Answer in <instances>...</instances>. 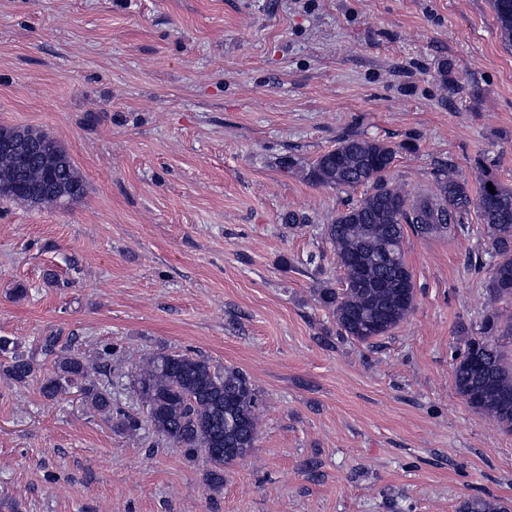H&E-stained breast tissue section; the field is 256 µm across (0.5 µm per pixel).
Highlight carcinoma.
Returning <instances> with one entry per match:
<instances>
[{"label": "carcinoma", "instance_id": "obj_1", "mask_svg": "<svg viewBox=\"0 0 512 512\" xmlns=\"http://www.w3.org/2000/svg\"><path fill=\"white\" fill-rule=\"evenodd\" d=\"M500 37L512 46V0H491ZM398 149L380 140L345 137L320 155L309 179L320 186H367L359 200L338 212L324 227L325 236L343 269L345 287L320 288L317 302L329 310L341 335L361 343L389 334L411 313L415 303L413 275L404 259V225L423 237H444L476 210L486 224L497 262L489 269L487 288L492 302L512 298V187L476 168L479 188L472 194L467 180L448 169L437 179L432 197L410 199L393 185L388 171ZM38 184V205L57 207L81 199L82 178L68 153L50 170L35 155L23 164L0 155V182ZM492 184L495 192L487 189ZM512 334V317L502 320L497 309L484 317L478 336L467 339L455 357L454 386L468 404L512 433V355L499 337ZM0 371L18 383L37 377L39 369L19 352L16 342L0 338ZM125 376L112 364L105 345L89 359L70 349L53 362V371L39 379L50 400L78 388L89 410L112 416L116 384ZM133 393L145 421L166 443L189 457L211 465L209 485H224V466L250 455L259 436L263 401L243 371L218 370L209 360L184 353L157 351L135 366ZM460 512H508L500 503L470 497Z\"/></svg>", "mask_w": 512, "mask_h": 512}]
</instances>
